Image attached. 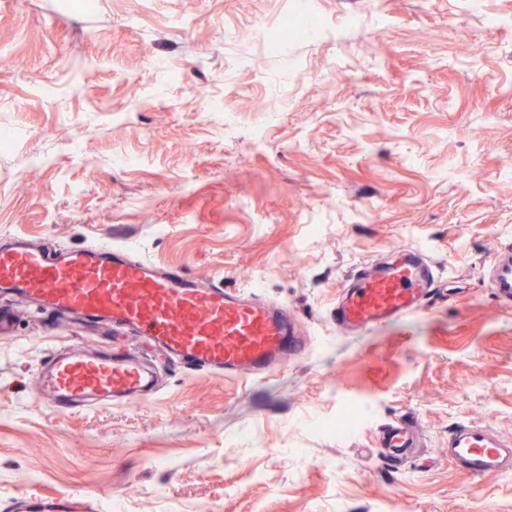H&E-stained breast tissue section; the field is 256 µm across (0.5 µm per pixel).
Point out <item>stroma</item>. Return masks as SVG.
<instances>
[{
    "label": "stroma",
    "instance_id": "1",
    "mask_svg": "<svg viewBox=\"0 0 512 512\" xmlns=\"http://www.w3.org/2000/svg\"><path fill=\"white\" fill-rule=\"evenodd\" d=\"M289 0H0V239L110 242L288 305L306 355L263 382L162 363L136 403L57 415L33 393L67 331L0 338V512H512V471L448 462L457 422L512 436V311L483 267L512 241V0H316L340 38L282 40ZM438 264L425 308L345 336L356 266ZM403 416L401 467L374 446ZM49 512H91L94 506L81 493L72 494L61 500H52L43 504Z\"/></svg>",
    "mask_w": 512,
    "mask_h": 512
}]
</instances>
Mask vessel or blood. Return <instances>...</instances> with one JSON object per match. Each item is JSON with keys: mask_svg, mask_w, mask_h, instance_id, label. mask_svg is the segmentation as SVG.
Segmentation results:
<instances>
[{"mask_svg": "<svg viewBox=\"0 0 512 512\" xmlns=\"http://www.w3.org/2000/svg\"><path fill=\"white\" fill-rule=\"evenodd\" d=\"M501 307L512 309V245L494 248L486 268ZM435 263L418 248L392 262L372 260L346 278L331 312L337 332L361 336L421 310L435 288ZM0 294L24 298L42 321L68 314L89 327L130 330L190 371L265 381L305 352L296 317L264 296L201 284L181 268L162 267L108 242L78 249L37 245L22 236L0 240ZM156 387L154 371L132 354L76 339L42 367L37 392L67 414L88 402L127 405ZM377 446L404 465L417 445L404 418L378 426ZM448 459L475 479L512 469V438L478 422L448 432ZM47 512H93L82 494L46 502Z\"/></svg>", "mask_w": 512, "mask_h": 512, "instance_id": "obj_1", "label": "vessel or blood"}]
</instances>
